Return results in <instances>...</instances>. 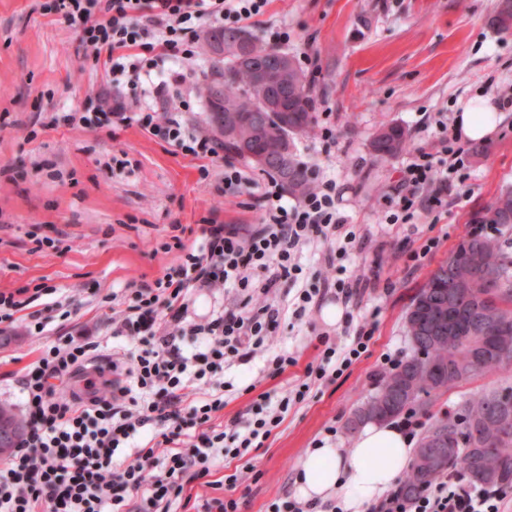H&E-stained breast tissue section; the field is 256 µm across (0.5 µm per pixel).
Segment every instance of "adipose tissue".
<instances>
[{"label":"adipose tissue","instance_id":"obj_1","mask_svg":"<svg viewBox=\"0 0 512 512\" xmlns=\"http://www.w3.org/2000/svg\"><path fill=\"white\" fill-rule=\"evenodd\" d=\"M498 111L483 98L466 102L455 126L463 138L485 140L496 129ZM413 455V442L393 425L365 427L350 448H317L308 454L295 480L298 498L336 501L343 512H363L393 487Z\"/></svg>","mask_w":512,"mask_h":512}]
</instances>
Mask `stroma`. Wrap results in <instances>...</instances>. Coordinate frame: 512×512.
<instances>
[{
  "label": "stroma",
  "instance_id": "35a3bbf8",
  "mask_svg": "<svg viewBox=\"0 0 512 512\" xmlns=\"http://www.w3.org/2000/svg\"><path fill=\"white\" fill-rule=\"evenodd\" d=\"M41 0H0V291L46 283L73 303L69 320H55L47 334L56 337L82 328L108 339L111 310L101 298L130 284L151 282L180 256L169 242L177 224L188 226L183 246L201 242V225L255 224L261 217L247 190L217 194L214 182L224 161H200L142 130L88 132L71 125L74 109H92L105 93L117 92L127 111L144 102L141 90L113 88L95 54L85 52L77 32ZM500 0H269L264 15L245 22L261 43L273 44L274 25L291 34L284 50L295 59L317 56L310 81L315 124L295 136V150L314 172L335 178L338 208L348 223L368 237L363 253H348L349 271L366 273L380 263L391 291L367 290L360 312L375 315L376 343L371 356L332 384L313 387L308 400L292 408L257 451L253 469L238 470L235 460L217 469L215 479L240 472L233 497L242 512H267L275 499L294 488L298 467L328 426L337 429L335 447L348 448L355 435L347 422L374 392L385 352L407 357V306L431 272L471 229L472 214L512 187V111L484 141H467L464 165L448 194V204L417 214L413 225L386 223V194L397 179L406 153L377 160L370 147L385 124L403 126L409 144L434 136L439 113L455 116L462 103L481 95L499 101L512 94V30L493 25ZM198 55L185 61L174 97L187 100L182 118L189 127L210 132L203 86L214 60L198 42ZM332 128L334 138L322 136ZM60 173L49 178L43 162ZM209 177H202L201 167ZM436 237L438 250L415 270L399 253L407 235ZM97 282L99 295L86 285ZM288 290L276 302L284 315L273 337L276 350L297 359L281 376L264 379L261 390H285L302 380L318 357L317 333L337 342L346 338L344 322H327L322 309L301 318L288 315ZM26 312L0 332V404L20 406L18 380L38 355ZM512 386V369L461 384L436 399L423 419H445L473 392L489 385Z\"/></svg>",
  "mask_w": 512,
  "mask_h": 512
}]
</instances>
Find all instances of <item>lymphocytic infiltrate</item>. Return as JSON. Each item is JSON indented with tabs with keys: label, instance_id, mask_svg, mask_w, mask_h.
Segmentation results:
<instances>
[{
	"label": "lymphocytic infiltrate",
	"instance_id": "lymphocytic-infiltrate-1",
	"mask_svg": "<svg viewBox=\"0 0 512 512\" xmlns=\"http://www.w3.org/2000/svg\"><path fill=\"white\" fill-rule=\"evenodd\" d=\"M267 2L54 0V11L79 30L82 46L107 49L104 67L113 85L140 88L154 100L136 112L119 101L95 112L77 109L71 122L91 131L133 122L183 155L217 157L215 139L157 105L170 103L171 87L184 78L178 64L194 56L204 29L263 15ZM435 125L434 141L410 151L389 189L387 223H411L448 197L464 148L447 117ZM253 205L263 212L260 223L211 222L201 229L199 247L183 252L161 277L105 295L112 335L127 342L105 365H92L99 344L88 330L42 345L20 378L27 432L0 464V512H240L239 499L205 493L220 459L262 448L312 385L334 383L370 356L375 320L348 325L342 345L318 334L319 361L308 366L304 381L283 394L259 393L245 426L219 423L225 396L236 389L225 380L226 369L248 368L262 354L273 379L297 363L271 350L280 316L272 299L280 283L297 285L292 314L298 318L328 298L353 303L380 283L379 271L351 275L336 263L337 255L363 250L366 238L349 230L337 208L334 179L319 180L290 205L275 202L270 190ZM314 245L325 246L326 255L313 282L304 277L301 253ZM217 289L224 292L223 309L202 322L190 319L191 293ZM55 293L43 283L0 291V324L26 310L29 333L43 335L54 319L71 315ZM81 371L82 389H57L56 380ZM505 497L451 473L412 499L394 486L369 512H501Z\"/></svg>",
	"mask_w": 512,
	"mask_h": 512
}]
</instances>
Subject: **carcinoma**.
Masks as SVG:
<instances>
[{"label":"carcinoma","instance_id":"cac0c4a2","mask_svg":"<svg viewBox=\"0 0 512 512\" xmlns=\"http://www.w3.org/2000/svg\"><path fill=\"white\" fill-rule=\"evenodd\" d=\"M492 23L500 29L512 28V0H502ZM224 33L223 65L213 69L211 79L205 87L209 122L211 127L230 111H247L259 106L267 96V90L253 83L250 64L238 57L229 46V40L240 33L253 37L241 27L218 28ZM292 68L288 81H301L305 90L295 106L302 124L299 133L307 132L314 120V100L307 85L306 75L294 59H289ZM223 86L221 99H210L213 84ZM283 128L278 112L266 113V122L258 132L249 134V139L260 148H271L281 140ZM224 155L249 159L240 146V140L231 136L219 138ZM407 145V133L399 124L383 126L372 141L374 153L381 159L391 158L403 151ZM296 182L288 189L295 197L305 195L312 185V172L304 163L294 160ZM477 225L438 265L428 280L412 298L405 314V329L409 340H421V347H412V353L398 368L382 376L376 390L369 395L348 421L353 430L359 424L382 414L385 421L403 415L404 410L389 403L396 393L413 397L412 406L417 412L427 414L432 399L439 392L456 387L483 374L499 371L512 362V256L506 247L512 243V188H506L494 201L471 217ZM460 277L466 282L475 312L466 318L463 332L452 338L433 339L424 331H417L414 315L424 307L438 308L443 299L434 281L441 275ZM491 274L500 288L494 297H488L482 275ZM424 350L425 362L436 367L427 373L419 365V350ZM453 443L442 449L443 456L432 464L423 460L430 443L438 438ZM456 470L467 475L477 485L502 489L512 488V387L489 388L474 394L448 415V419L427 427L416 451L415 458L404 479V491L409 497L445 473Z\"/></svg>","mask_w":512,"mask_h":512}]
</instances>
